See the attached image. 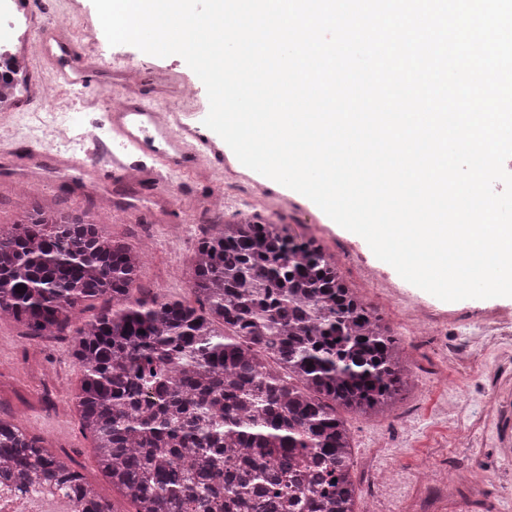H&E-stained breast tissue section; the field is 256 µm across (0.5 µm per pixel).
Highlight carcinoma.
<instances>
[{
	"label": "carcinoma",
	"instance_id": "1",
	"mask_svg": "<svg viewBox=\"0 0 512 512\" xmlns=\"http://www.w3.org/2000/svg\"><path fill=\"white\" fill-rule=\"evenodd\" d=\"M19 208L0 226V317L51 338L105 300L72 338L75 408L100 473L135 512H356L336 406L383 412L408 373L323 248L288 224H224L198 243L190 305L140 285L142 252L91 212L29 196ZM32 474L113 512L44 439L0 419V478Z\"/></svg>",
	"mask_w": 512,
	"mask_h": 512
}]
</instances>
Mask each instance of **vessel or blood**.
Instances as JSON below:
<instances>
[{
    "mask_svg": "<svg viewBox=\"0 0 512 512\" xmlns=\"http://www.w3.org/2000/svg\"><path fill=\"white\" fill-rule=\"evenodd\" d=\"M40 39L44 57L52 66L53 82H63L83 92L99 84L98 66L89 63L71 42L48 29ZM110 94L124 101L121 108L109 114L111 146L93 140L85 144L80 155L68 157L34 149L30 152L32 161L56 169L91 171L123 185L129 182L130 159L134 156L149 160V167L141 169L140 177L152 186L167 184L172 173H190L205 163L213 170L223 171L224 148L201 127L184 122L177 115L167 123H157L154 103L120 88L111 89Z\"/></svg>",
    "mask_w": 512,
    "mask_h": 512,
    "instance_id": "b4317fda",
    "label": "vessel or blood"
}]
</instances>
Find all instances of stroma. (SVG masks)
<instances>
[{
	"label": "stroma",
	"instance_id": "obj_1",
	"mask_svg": "<svg viewBox=\"0 0 512 512\" xmlns=\"http://www.w3.org/2000/svg\"><path fill=\"white\" fill-rule=\"evenodd\" d=\"M42 28L55 27L63 38L82 42L80 23L98 25L92 0H70L80 23L58 22L65 5L58 0H31ZM89 62L119 56L148 75L138 92L147 100L162 98L163 85L196 81V74L177 55L156 57L130 45L110 46L106 38L86 48ZM62 103L55 116L70 141L88 128L108 136L105 106L87 107L60 88ZM28 131L16 130L13 150L0 153V224L16 220L15 192L29 182L32 193L47 205L89 209L113 237L145 249L139 274L144 287L165 298L193 302L188 287L191 260L200 239L212 227L193 205L210 197L214 184L197 174L181 176L169 186H124L86 171L58 172L25 165L15 149L35 144ZM224 182L236 191L224 198L225 223L251 219L262 224H288L295 233L315 240L339 260L346 284L388 325L413 375L394 407L375 416L344 413L353 440L352 472L361 484L358 512H512V297L439 300L402 279L379 260L368 243L335 223L302 194L265 177L224 152ZM266 187L271 202L256 209L252 192ZM183 225L179 242L168 227ZM425 308L433 322L428 333L414 334L413 304ZM70 337L33 340L10 320L0 321V419L19 422L29 434L43 437L50 449L69 456L102 496L112 494L100 475L90 437L73 414L81 373ZM465 352L467 366L456 363ZM467 431V442L457 438ZM481 466L487 479L473 489L470 470ZM390 472L385 488L370 489V469ZM456 483L457 495L443 490Z\"/></svg>",
	"mask_w": 512,
	"mask_h": 512
}]
</instances>
